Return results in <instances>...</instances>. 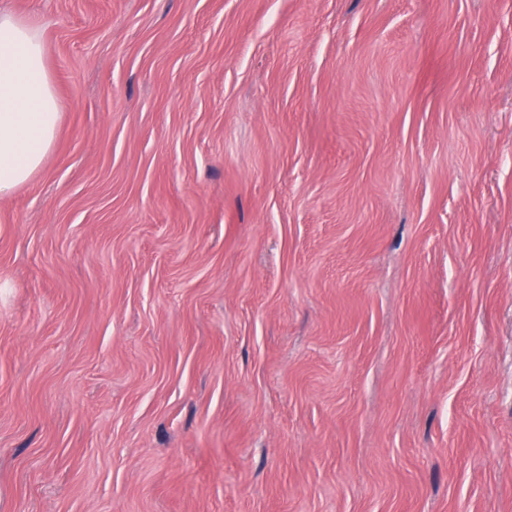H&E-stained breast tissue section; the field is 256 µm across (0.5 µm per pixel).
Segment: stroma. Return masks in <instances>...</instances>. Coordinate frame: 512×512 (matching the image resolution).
Wrapping results in <instances>:
<instances>
[{
	"label": "stroma",
	"mask_w": 512,
	"mask_h": 512,
	"mask_svg": "<svg viewBox=\"0 0 512 512\" xmlns=\"http://www.w3.org/2000/svg\"><path fill=\"white\" fill-rule=\"evenodd\" d=\"M0 11V512H512V0ZM60 121L41 27L0 14V198L41 171Z\"/></svg>",
	"instance_id": "stroma-1"
}]
</instances>
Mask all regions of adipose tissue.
Here are the masks:
<instances>
[{
	"label": "adipose tissue",
	"instance_id": "ef3b65f1",
	"mask_svg": "<svg viewBox=\"0 0 512 512\" xmlns=\"http://www.w3.org/2000/svg\"><path fill=\"white\" fill-rule=\"evenodd\" d=\"M60 121L39 24L0 14V198L41 171Z\"/></svg>",
	"mask_w": 512,
	"mask_h": 512
}]
</instances>
